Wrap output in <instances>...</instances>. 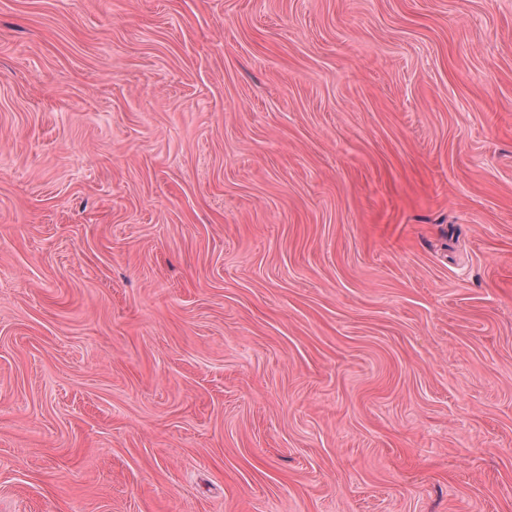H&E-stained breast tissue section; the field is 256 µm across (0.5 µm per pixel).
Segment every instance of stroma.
<instances>
[{
    "label": "stroma",
    "instance_id": "1",
    "mask_svg": "<svg viewBox=\"0 0 512 512\" xmlns=\"http://www.w3.org/2000/svg\"><path fill=\"white\" fill-rule=\"evenodd\" d=\"M0 512H512V0H0Z\"/></svg>",
    "mask_w": 512,
    "mask_h": 512
}]
</instances>
